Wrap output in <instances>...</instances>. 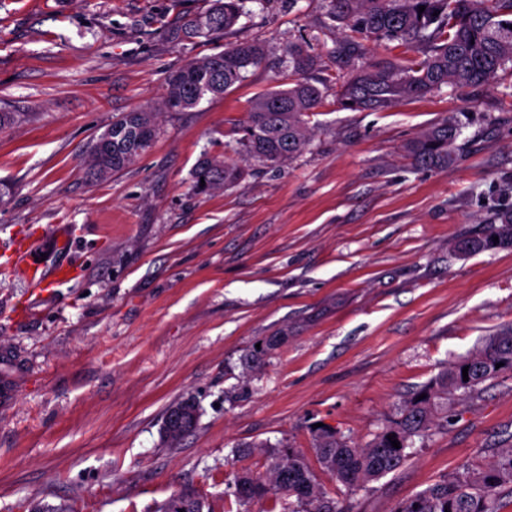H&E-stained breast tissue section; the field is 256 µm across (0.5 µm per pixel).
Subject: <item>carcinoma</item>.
<instances>
[{
  "label": "carcinoma",
  "mask_w": 512,
  "mask_h": 512,
  "mask_svg": "<svg viewBox=\"0 0 512 512\" xmlns=\"http://www.w3.org/2000/svg\"><path fill=\"white\" fill-rule=\"evenodd\" d=\"M244 0H209L208 8L187 17L169 31L174 42L199 39L205 43L233 28L243 14ZM329 15L338 23L343 38L330 60L337 69L351 66L367 54L369 42L398 41L418 50L419 57L382 60L351 73L340 89V100L349 108L380 111L405 99L420 98L444 87L457 89L491 85L498 72L512 63V0H327ZM425 7L419 11V7ZM290 70L288 87L268 90L251 104L248 120L239 128L236 145L246 157L266 168H277L301 155L311 132L305 116L322 105L321 90L307 74L317 65L303 39L283 45ZM264 60L256 42H239L211 54L196 57L168 79L164 108L185 111L206 98L224 95L241 82L251 68ZM158 131V113L126 112L112 121L98 139L111 140L110 148L90 145L80 163L86 177L98 181L122 171L153 145ZM460 135L458 125L444 119L421 132L406 146L415 164L446 168L455 163ZM244 170L220 156L203 154L192 170L198 192L223 189L238 182ZM498 241H493V237ZM512 246V210L497 217L484 237L465 243L464 250L480 252ZM501 367H496V364ZM468 368V380L462 369ZM512 370V328L487 337L476 350L446 366L427 386L403 400L398 419L362 446H352L332 427H319L314 434V452L319 464L349 488H362L403 467L410 459L411 440L437 425H451L450 415L439 419L440 400L457 391L465 397L480 392V385ZM425 398H420V395ZM183 413L184 427L170 428L163 422L161 437L175 444L196 424L195 402L173 404L166 417ZM395 435L400 448L392 447ZM263 473L244 471L235 476L233 495L241 505L272 501L267 512H345L327 497L305 456L297 449L266 444ZM512 498V439L495 449L483 465L465 466L402 502L394 512H501L503 501ZM207 503L190 490H180L160 503L154 512H205Z\"/></svg>",
  "instance_id": "obj_1"
}]
</instances>
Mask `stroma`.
I'll use <instances>...</instances> for the list:
<instances>
[{
    "mask_svg": "<svg viewBox=\"0 0 512 512\" xmlns=\"http://www.w3.org/2000/svg\"><path fill=\"white\" fill-rule=\"evenodd\" d=\"M207 0H0V241L63 224L57 263L80 275L33 298L0 270V512H153L189 488L237 512L226 485L265 471L264 443L308 458L346 512H393L512 435V372L451 399L447 432L415 438L400 470L350 492L324 471L313 426L365 444L455 358L512 325V247L462 254L512 208V70L494 84L344 108L324 0H246L208 44L169 30ZM324 30L310 81L323 95L306 151L276 169L229 149L252 100L287 83L282 45ZM241 41L265 62L223 96L162 111L152 148L86 180L80 156L113 117L160 108L172 71ZM462 125L454 165L415 166L405 144ZM237 163L232 187L200 193L203 153ZM262 356H255L259 343ZM193 399L194 429L163 442L167 408Z\"/></svg>",
    "mask_w": 512,
    "mask_h": 512,
    "instance_id": "obj_1",
    "label": "stroma"
}]
</instances>
